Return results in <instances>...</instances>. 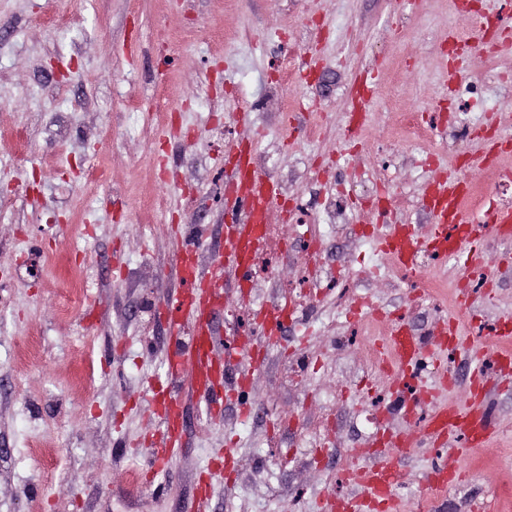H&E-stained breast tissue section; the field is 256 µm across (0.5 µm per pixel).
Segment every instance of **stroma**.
<instances>
[{
    "label": "stroma",
    "instance_id": "stroma-1",
    "mask_svg": "<svg viewBox=\"0 0 512 512\" xmlns=\"http://www.w3.org/2000/svg\"><path fill=\"white\" fill-rule=\"evenodd\" d=\"M498 14V0L469 12L460 0H0V512H199L203 496L206 512H319L325 496L356 495L346 472L383 438L400 448L401 512L486 499L512 512L498 487L512 476V364L475 386L470 360L437 351L420 369L432 399L410 420L405 389L361 357L367 337L399 327L426 339L452 316L477 338L512 320V241L482 244L488 294L459 290L473 272L461 255L429 262L443 292L425 299L415 283L360 275L378 262L377 213L427 231L421 189L440 175L469 180L472 220L512 199V178L457 165L487 134L512 136V85L498 80L512 75V40L441 64L449 41ZM402 110L434 116L428 145L396 126ZM248 135L256 166L309 221L272 216V263L225 288L215 350L249 340L251 309L280 297L300 319L278 346L258 340L257 370L228 364L229 381L251 383L218 397L214 421L168 371L161 304L179 288V225L205 227L203 256L222 252L227 147ZM339 190L342 226L325 209ZM313 233L317 268L346 285L310 300L299 283ZM153 384L181 401V446L136 490L126 474L162 435ZM475 401L494 424L487 447L403 446L435 406ZM225 448L232 483L202 489ZM438 458L464 470L426 488Z\"/></svg>",
    "mask_w": 512,
    "mask_h": 512
}]
</instances>
